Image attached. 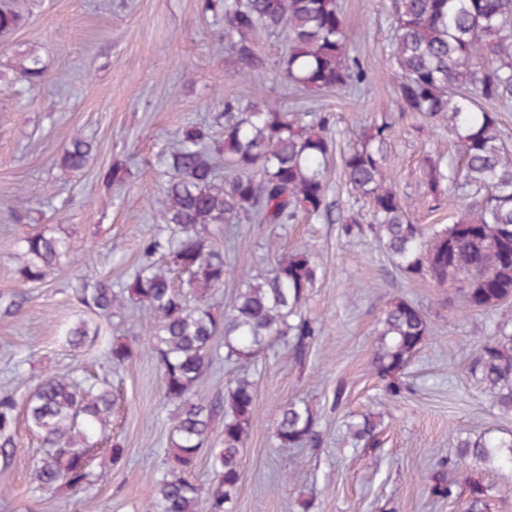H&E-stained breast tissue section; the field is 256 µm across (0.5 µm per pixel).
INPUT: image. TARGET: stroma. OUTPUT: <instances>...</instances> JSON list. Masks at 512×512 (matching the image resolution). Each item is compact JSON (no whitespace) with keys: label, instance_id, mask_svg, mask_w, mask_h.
Here are the masks:
<instances>
[{"label":"stroma","instance_id":"obj_1","mask_svg":"<svg viewBox=\"0 0 512 512\" xmlns=\"http://www.w3.org/2000/svg\"><path fill=\"white\" fill-rule=\"evenodd\" d=\"M359 41L368 73L365 93H306L302 103L333 115L334 156L351 145L360 126L393 119L387 140L388 182L414 223L450 224L457 196L431 204L421 181L426 157L450 159L457 146L446 129L417 117H400L397 79L384 55L393 34L394 0H339ZM22 26L0 38V296L24 289L18 317L0 316V393L25 401L46 374L93 376L111 386L112 425L102 450L120 445L111 473L79 493L44 495L31 474L43 455L25 421H17V452L0 465V512H144L154 482L167 468L173 408L164 403L157 360L147 349L150 315L128 306L101 320L102 338L74 351L60 332L89 311L78 306L72 268L51 270L44 281L20 286L14 258L32 232L71 235L94 275L120 287L143 258L140 243L163 219L152 201L165 179L160 158L178 129L213 123L224 100L270 99L292 105L273 69L237 75L225 48L224 18L202 12L197 0H10ZM37 55L44 84L28 89L9 81L18 62ZM94 145L82 170L61 166L59 156L75 134ZM123 171L122 186L107 188L102 175ZM23 211L16 222L14 211ZM232 230L244 266L228 265L224 287L211 301L223 314L244 275L261 276L278 256L306 246L320 265L302 311L321 326L304 362L276 339L255 359H224L222 340L200 384L202 395L223 391L227 381L256 383L253 426L241 454L244 481L230 512H465L468 490L452 499L431 495L427 478L450 466L460 432H512V415L499 413L472 369L494 337L512 334V302L489 312H465L455 286L404 283L373 234L354 243L339 227L299 217L292 224H236ZM405 297L430 317L432 334L405 370L406 391L388 397L372 373L375 328L382 310ZM126 338L136 352L115 367L106 339ZM307 401L316 412L321 443L282 448L274 438L279 406ZM367 411L382 412L385 444L354 448L346 424Z\"/></svg>","mask_w":512,"mask_h":512}]
</instances>
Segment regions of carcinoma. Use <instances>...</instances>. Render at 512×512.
<instances>
[{"label":"carcinoma","instance_id":"carcinoma-1","mask_svg":"<svg viewBox=\"0 0 512 512\" xmlns=\"http://www.w3.org/2000/svg\"><path fill=\"white\" fill-rule=\"evenodd\" d=\"M204 13L224 15L227 44L238 74L266 68L258 37L285 43L275 66L295 90L329 92L368 81L358 58L348 53L347 26L338 0H200ZM22 18L0 3V35L17 30ZM386 55L397 73L400 117H424L444 128L460 145L455 166L429 158L423 165L427 194L438 198L446 189L462 195L456 220L430 232L410 221L406 205L387 185L384 152L392 122L366 128L342 158L351 195L370 208L364 215L333 213L328 201L331 179L332 124L326 113L296 118L268 100L242 105L224 98L220 113L222 140L211 127H184L163 160L168 177L157 199L164 224L142 242L144 263L120 286L84 278L79 302L98 317L109 318L127 301L154 313L150 348L163 375V395L174 407L168 467L155 482L147 512H226L243 482L240 452L251 424L255 384L236 378L224 393L207 398L199 384L211 364V345L224 337L225 358L249 361L277 337L291 339L290 353L300 361L315 345L320 325L300 307L318 279L319 264L304 246L280 257L264 276L245 280L221 319L210 309L211 294L224 287V253L203 235L209 224H288L300 214L340 224L341 237L352 240L370 231L376 235L392 267L404 278H428L439 286L464 283L465 309L488 312L512 301V148L500 126L496 106L512 102V0H396L393 36ZM19 80L36 84L45 70L36 56L22 60ZM93 145L71 137L60 156L70 170L84 169ZM163 257L187 276L177 288ZM24 284L42 280L46 270L77 264L79 246L69 235L25 237L17 254ZM24 295L0 298V313L18 315ZM430 335L427 314L407 299L391 301L379 321L372 371L385 381V392L397 396L406 386L402 375ZM73 350L95 342L100 326L79 320L62 330ZM113 364L133 356L131 345L114 341ZM473 369L498 409L512 413V335L485 344ZM112 389L78 380L70 374H48L24 404L28 427L46 448L37 462L36 488L51 492L61 486L83 490L93 475L100 438L112 425ZM17 401L0 395V461L16 453L14 427ZM224 420L223 448L210 450L213 482L209 492L186 478L204 451L216 420ZM351 443L364 448L383 444L382 413L367 412L348 427ZM274 437L282 447L319 445L315 416L303 401L279 407ZM459 478L436 472L431 493L455 496L460 483L470 488L466 512H484L487 489L474 470L512 469V434L491 436L468 432L457 443Z\"/></svg>","mask_w":512,"mask_h":512}]
</instances>
